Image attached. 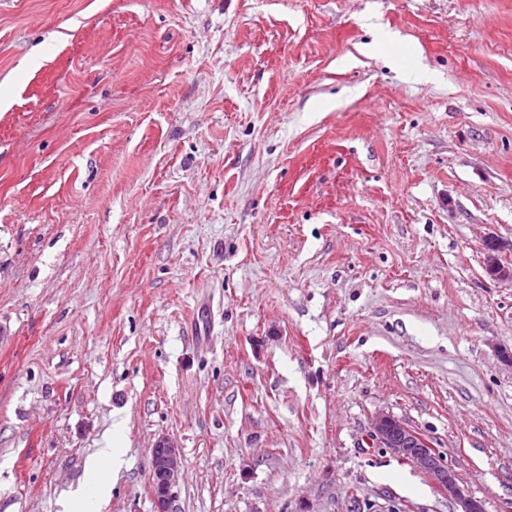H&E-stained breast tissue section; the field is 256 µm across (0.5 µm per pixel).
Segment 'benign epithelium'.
<instances>
[{
    "label": "benign epithelium",
    "instance_id": "obj_1",
    "mask_svg": "<svg viewBox=\"0 0 512 512\" xmlns=\"http://www.w3.org/2000/svg\"><path fill=\"white\" fill-rule=\"evenodd\" d=\"M488 253V272L499 280H512V265L503 264L496 257L500 246L497 239L484 240ZM373 437L384 448H390L401 457L415 463L435 481L436 485L457 506L456 512H485L482 501L473 497L436 448L419 432L398 419L379 414L373 421ZM182 474L180 450L165 438L152 450L150 478L153 487V512H176L175 492Z\"/></svg>",
    "mask_w": 512,
    "mask_h": 512
}]
</instances>
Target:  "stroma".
Listing matches in <instances>:
<instances>
[{
  "label": "stroma",
  "instance_id": "35a3bbf8",
  "mask_svg": "<svg viewBox=\"0 0 512 512\" xmlns=\"http://www.w3.org/2000/svg\"><path fill=\"white\" fill-rule=\"evenodd\" d=\"M512 0H0V512H512ZM484 247L488 253V272L490 276L499 280H512V265H504L495 255V253L500 249L497 239L493 237H487L484 240ZM373 437L383 448H391L428 473L436 485L448 493V498L454 501L458 509L456 512H485L483 502L470 494L443 455L419 432L382 413L373 421ZM182 474L179 448L167 439H160L152 450L150 478L153 487V512H176L175 492ZM101 460H95L92 462V468L94 471H99V464ZM111 488V480L109 472L100 470L97 474L94 488L92 490L93 496L96 500V509L88 510V498L90 492L84 491L80 495L78 502L65 503L63 504V512H88V511H99V502L107 496Z\"/></svg>",
  "mask_w": 512,
  "mask_h": 512
}]
</instances>
